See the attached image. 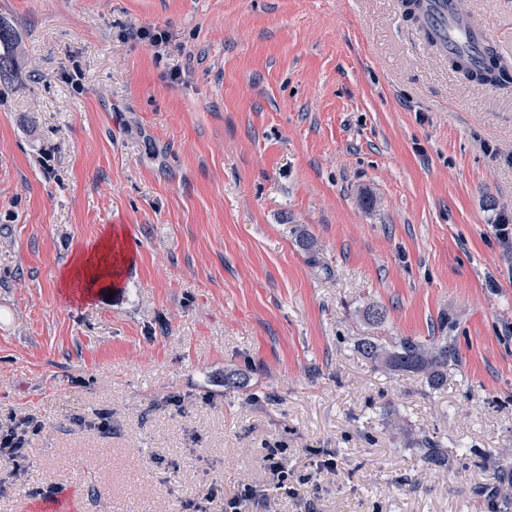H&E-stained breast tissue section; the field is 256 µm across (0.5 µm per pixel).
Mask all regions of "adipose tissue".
I'll list each match as a JSON object with an SVG mask.
<instances>
[{"label":"adipose tissue","mask_w":512,"mask_h":512,"mask_svg":"<svg viewBox=\"0 0 512 512\" xmlns=\"http://www.w3.org/2000/svg\"><path fill=\"white\" fill-rule=\"evenodd\" d=\"M118 236L106 232L91 251L78 254L69 267L61 269L58 281L62 288L79 289L82 298H90L95 288L114 277L112 251Z\"/></svg>","instance_id":"ef3b65f1"}]
</instances>
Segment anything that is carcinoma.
<instances>
[{
    "instance_id": "cac0c4a2",
    "label": "carcinoma",
    "mask_w": 512,
    "mask_h": 512,
    "mask_svg": "<svg viewBox=\"0 0 512 512\" xmlns=\"http://www.w3.org/2000/svg\"><path fill=\"white\" fill-rule=\"evenodd\" d=\"M18 34L9 22L0 19V85L8 84L17 76L16 57ZM482 64L472 61L464 52L449 58V63L467 79L492 88H512V66L499 59L496 48L484 45L480 51ZM358 350L368 359L395 372L419 373L431 390H438L448 381V368L459 365L458 354L446 336H433L428 341L412 337L402 338L392 349H385L374 336H366L357 343ZM421 460L429 468H451L448 451L424 436L418 441Z\"/></svg>"
}]
</instances>
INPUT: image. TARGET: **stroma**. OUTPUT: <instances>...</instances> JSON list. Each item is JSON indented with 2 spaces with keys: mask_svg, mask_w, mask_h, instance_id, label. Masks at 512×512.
I'll return each mask as SVG.
<instances>
[{
  "mask_svg": "<svg viewBox=\"0 0 512 512\" xmlns=\"http://www.w3.org/2000/svg\"><path fill=\"white\" fill-rule=\"evenodd\" d=\"M402 3L0 0L22 46L0 86V422L45 425L0 512H182L218 480L211 512L247 487L267 491L248 512H495L512 91L456 72ZM461 7L512 62V0ZM107 225L130 263L67 297L59 269ZM366 336H447L461 364L431 391ZM417 448L421 460L429 468L444 470L451 468L450 458L448 452L443 448H439V445L431 438L424 436L418 441Z\"/></svg>",
  "mask_w": 512,
  "mask_h": 512,
  "instance_id": "obj_1",
  "label": "stroma"
}]
</instances>
